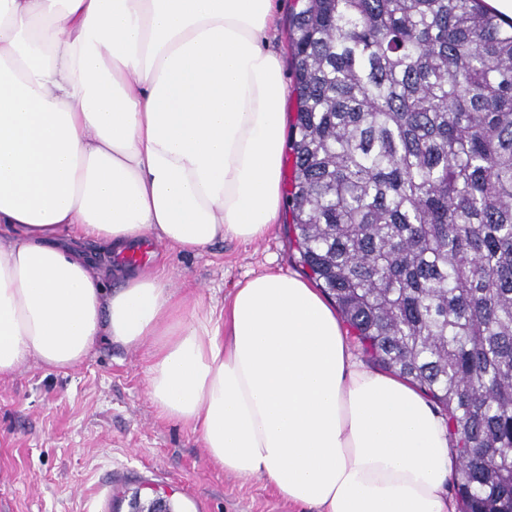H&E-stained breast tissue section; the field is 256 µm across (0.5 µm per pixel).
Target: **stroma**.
Masks as SVG:
<instances>
[{"instance_id": "35a3bbf8", "label": "stroma", "mask_w": 512, "mask_h": 512, "mask_svg": "<svg viewBox=\"0 0 512 512\" xmlns=\"http://www.w3.org/2000/svg\"><path fill=\"white\" fill-rule=\"evenodd\" d=\"M289 211L261 241H218L196 254L153 243L173 285L196 301L227 303L235 284L268 270L298 272ZM146 348L100 337L62 372L28 361L0 378V512H113L115 497L171 491L182 512H316L282 501L262 480L212 466L199 432L159 418L146 393Z\"/></svg>"}]
</instances>
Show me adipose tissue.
<instances>
[{
    "label": "adipose tissue",
    "instance_id": "obj_1",
    "mask_svg": "<svg viewBox=\"0 0 512 512\" xmlns=\"http://www.w3.org/2000/svg\"><path fill=\"white\" fill-rule=\"evenodd\" d=\"M275 0H0V377L147 346L160 418L208 460L318 512H455L446 417L363 365L305 279L190 305L165 266L92 272L152 240L263 239L282 200Z\"/></svg>",
    "mask_w": 512,
    "mask_h": 512
}]
</instances>
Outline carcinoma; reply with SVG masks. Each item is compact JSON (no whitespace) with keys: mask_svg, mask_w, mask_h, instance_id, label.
I'll use <instances>...</instances> for the list:
<instances>
[{"mask_svg":"<svg viewBox=\"0 0 512 512\" xmlns=\"http://www.w3.org/2000/svg\"><path fill=\"white\" fill-rule=\"evenodd\" d=\"M289 201L363 349L448 411L460 512H512V22L301 0Z\"/></svg>","mask_w":512,"mask_h":512,"instance_id":"carcinoma-1","label":"carcinoma"}]
</instances>
